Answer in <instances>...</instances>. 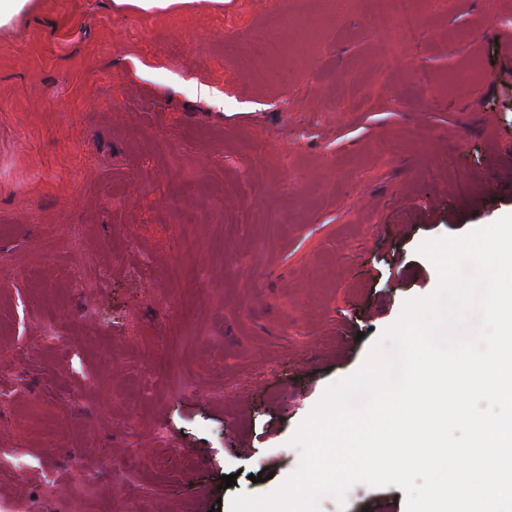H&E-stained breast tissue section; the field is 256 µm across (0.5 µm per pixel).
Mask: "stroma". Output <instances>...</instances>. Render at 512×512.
<instances>
[{"label": "stroma", "instance_id": "obj_1", "mask_svg": "<svg viewBox=\"0 0 512 512\" xmlns=\"http://www.w3.org/2000/svg\"><path fill=\"white\" fill-rule=\"evenodd\" d=\"M419 14L410 45L358 0H29L0 26V512H72L89 471L94 512H210L296 470L328 384L437 289L420 245L512 213V0Z\"/></svg>", "mask_w": 512, "mask_h": 512}]
</instances>
